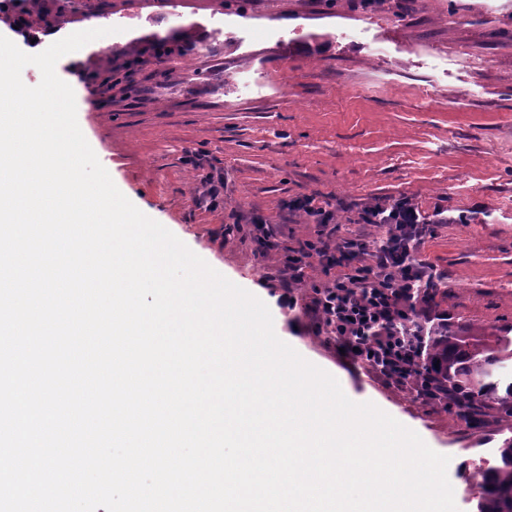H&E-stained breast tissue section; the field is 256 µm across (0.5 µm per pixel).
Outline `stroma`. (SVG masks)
I'll return each instance as SVG.
<instances>
[{
  "label": "stroma",
  "instance_id": "obj_1",
  "mask_svg": "<svg viewBox=\"0 0 512 512\" xmlns=\"http://www.w3.org/2000/svg\"><path fill=\"white\" fill-rule=\"evenodd\" d=\"M86 13L52 8L55 39L105 19L117 32L61 57L81 131L118 189L270 309L276 335L332 374L356 402H373L450 456L459 512L477 467L507 432L384 385L343 358L300 307L321 268L281 288L284 248L314 239L293 206L329 202L341 237L375 236L362 209L404 201L448 211L424 260L447 272L435 302L452 325L512 326V0H86ZM192 40L190 55L155 61L159 40ZM138 50L133 88L109 87ZM223 177L211 204L208 177ZM280 227L263 252L255 221ZM228 224L239 225L234 235ZM299 306L289 309L287 295Z\"/></svg>",
  "mask_w": 512,
  "mask_h": 512
}]
</instances>
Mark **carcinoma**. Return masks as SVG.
<instances>
[{
    "mask_svg": "<svg viewBox=\"0 0 512 512\" xmlns=\"http://www.w3.org/2000/svg\"><path fill=\"white\" fill-rule=\"evenodd\" d=\"M10 11L24 26L47 21L33 12L28 0H9ZM423 369L448 390L478 404L479 411H496L512 429V336L494 327L445 324L434 326L424 354ZM476 512H512V438L502 441L478 470Z\"/></svg>",
    "mask_w": 512,
    "mask_h": 512,
    "instance_id": "obj_1",
    "label": "carcinoma"
}]
</instances>
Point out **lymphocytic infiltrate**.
<instances>
[{
	"label": "lymphocytic infiltrate",
	"instance_id": "f902f5d3",
	"mask_svg": "<svg viewBox=\"0 0 512 512\" xmlns=\"http://www.w3.org/2000/svg\"><path fill=\"white\" fill-rule=\"evenodd\" d=\"M296 208L321 231L287 253L281 285L304 281L315 265L328 273L306 306L314 329L333 334L350 362L366 365L386 385L408 386L424 401L447 403V391L422 373L431 301L446 275L422 260L420 250L440 215L406 203L377 205L363 220L379 228V236L339 240L330 213L312 198Z\"/></svg>",
	"mask_w": 512,
	"mask_h": 512
}]
</instances>
